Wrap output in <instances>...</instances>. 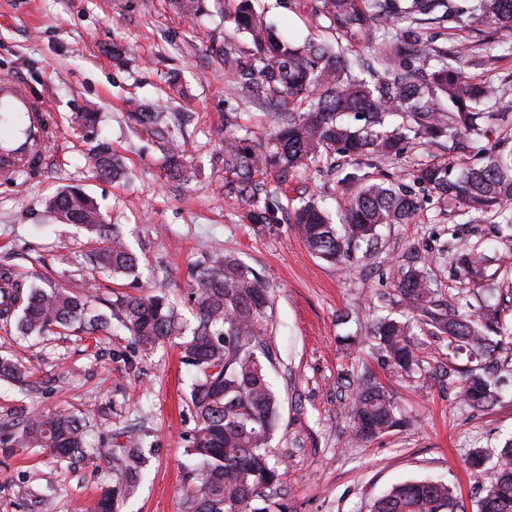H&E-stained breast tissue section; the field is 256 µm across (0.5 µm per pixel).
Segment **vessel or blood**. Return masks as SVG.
<instances>
[{
	"instance_id": "obj_1",
	"label": "vessel or blood",
	"mask_w": 512,
	"mask_h": 512,
	"mask_svg": "<svg viewBox=\"0 0 512 512\" xmlns=\"http://www.w3.org/2000/svg\"><path fill=\"white\" fill-rule=\"evenodd\" d=\"M0 113L17 118L19 132L0 130V181L31 166L47 165L59 137L51 107L21 77L0 79Z\"/></svg>"
}]
</instances>
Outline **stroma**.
<instances>
[{
  "label": "stroma",
  "mask_w": 512,
  "mask_h": 512,
  "mask_svg": "<svg viewBox=\"0 0 512 512\" xmlns=\"http://www.w3.org/2000/svg\"><path fill=\"white\" fill-rule=\"evenodd\" d=\"M234 6V0H205V14L194 16L178 13L170 0H0V77L28 80L50 104L61 133L49 169L0 184V269L35 283L63 279L73 292L92 293L95 307L108 312L121 281L92 275L84 261L91 233L57 221L42 205L66 185L83 188L107 223L120 225L140 260L144 292L162 289L184 320L192 318L190 268L215 252L235 254L261 273L273 303L268 334L279 358L268 372L280 419L270 451L290 512H369L393 485L421 479L454 483L466 512H476L479 490L465 459L472 449L489 450L512 437V375L494 405L476 410L459 402L448 380L446 338L420 335L423 370L411 377L384 370L364 339L380 312L379 295L392 294L398 267L412 259L428 261L442 296L474 302L439 257L451 224L459 225L461 240L483 241L494 256L498 278L488 302L512 319V246L499 243L491 225L466 223L416 179L422 164H473L483 148L468 145L451 155L433 145L387 160L360 158L364 171L404 183L420 202L408 223L380 229L369 260L339 266L305 249L289 222L301 197L318 193L335 217L347 205L346 195L312 166L284 183L261 174L282 210L278 223H249L246 205L225 196L224 114L238 109L261 137L262 113L230 96L211 56L212 46L234 31ZM256 8L299 41L335 38L311 0H258ZM116 48L121 58H113ZM159 99L169 111L194 115L191 124L173 126L189 148V180H170L161 149L129 126L128 101ZM88 107L99 114V136L124 158L121 179L98 178L85 165L94 139L72 115ZM347 336L356 338L355 346L344 344ZM0 353L32 371L23 386L0 381V422L24 410H65L86 423L94 448L115 447L126 431L142 430L150 466L137 494L117 512H182L191 483L185 436L195 423L176 340L145 352L114 323L89 340L62 334L33 341L0 321ZM361 376L386 386L410 425L365 444L352 440L343 408ZM111 485L112 466L103 458L70 464L40 448L0 456V512H87Z\"/></svg>",
  "instance_id": "obj_1"
}]
</instances>
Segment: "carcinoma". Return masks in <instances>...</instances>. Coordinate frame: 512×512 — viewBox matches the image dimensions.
I'll return each mask as SVG.
<instances>
[{
	"label": "carcinoma",
	"instance_id": "cac0c4a2",
	"mask_svg": "<svg viewBox=\"0 0 512 512\" xmlns=\"http://www.w3.org/2000/svg\"><path fill=\"white\" fill-rule=\"evenodd\" d=\"M235 2L231 20L247 43L226 37L216 56L236 98L274 108L265 113L269 124L264 138L233 131L224 138V169L233 175L224 188L249 206L251 223L269 224L281 209L278 196L265 190L256 174L269 170L286 181L312 162L348 192L349 203L335 221L317 197L301 200L293 223L306 249L334 264L345 263L361 249L367 255L380 227L407 223L419 204L405 185L347 172L334 154L350 161L389 159L406 145L423 146L444 137L450 154L463 141L489 143L484 162L456 176L446 163L426 164L417 181L472 220L492 225L499 242L512 244V146L504 145L496 129L512 111V74L486 80L468 76L463 62L479 49L458 41L450 52L435 43L429 28L446 21L451 31L477 24L511 32L512 0H314L316 14L329 22L336 39L302 44L267 23L253 0ZM361 38L380 45L378 54L363 63L343 44ZM132 107L129 116L136 129L166 148L171 177L187 180L186 149L174 139L165 108ZM89 164L101 178L124 175L121 159L104 140L91 149ZM43 207L59 221L96 235L95 247L86 254L96 272L139 287L137 255L116 225L104 222L98 204L83 189L64 186ZM447 260L468 284L482 281L491 263L479 242L453 247ZM191 276L192 324L182 322L162 293L122 294L111 306V318L143 350L175 336L181 339V360L193 376L190 407L195 419L185 452L200 481L186 489L184 512H288L279 502L280 473L269 449L279 405L267 368L273 358L267 339L269 289L254 268L230 253L210 255L207 265L192 270ZM395 292L412 317L373 320L369 341L381 365L397 374L420 367L415 328L424 326L431 335L448 339L450 355L464 353L477 362L458 381L460 402L492 406L499 393L482 361L494 358L503 339L512 337V322L492 311L461 312L460 298L439 297L425 264L398 271ZM90 298L17 277L10 303L0 304V319L15 321L25 339H43L58 329L76 335L104 332L108 318L93 312ZM28 377L29 367L0 355V380ZM345 410L351 436L362 443L403 424L390 393L365 379L350 393ZM144 436L131 432L125 443L102 451L112 461L115 482L93 512H115L119 501L137 493L148 462ZM18 448H45L58 459L92 455L85 425L65 411L29 413L16 425L1 426L0 453L10 456ZM466 462L481 484L477 512H512V437L491 452L470 451ZM461 508L455 487L413 480L376 498L370 512Z\"/></svg>",
	"mask_w": 512,
	"mask_h": 512
}]
</instances>
